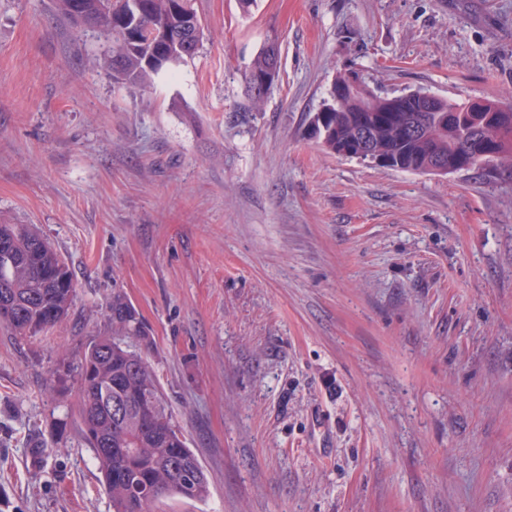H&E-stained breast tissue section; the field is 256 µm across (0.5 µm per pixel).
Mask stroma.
Returning <instances> with one entry per match:
<instances>
[{
  "instance_id": "stroma-1",
  "label": "stroma",
  "mask_w": 512,
  "mask_h": 512,
  "mask_svg": "<svg viewBox=\"0 0 512 512\" xmlns=\"http://www.w3.org/2000/svg\"><path fill=\"white\" fill-rule=\"evenodd\" d=\"M194 5L199 52L140 89L51 0H0V224L75 284L55 326H0V512H112L76 410L116 293L209 481L155 512H512V181L309 135L351 66L382 96L512 94V0ZM274 44L277 46V56H275L276 48L274 47ZM272 69H274V71H272ZM270 73H273L274 80L270 81L269 79H267L263 86L265 87L269 83V81L270 86L266 91H262V85L260 83V80L263 79L265 76L270 75ZM280 73V50L278 44L272 42L263 48L262 52L253 62L251 68L245 75L246 94L254 106L260 105V103L263 101V99L268 94L270 89L279 80ZM107 315L112 325L124 333L123 336L142 342L145 349H150L146 327L125 297L119 294L112 296V302L107 307Z\"/></svg>"
}]
</instances>
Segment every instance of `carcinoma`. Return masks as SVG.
<instances>
[{"label":"carcinoma","mask_w":512,"mask_h":512,"mask_svg":"<svg viewBox=\"0 0 512 512\" xmlns=\"http://www.w3.org/2000/svg\"><path fill=\"white\" fill-rule=\"evenodd\" d=\"M55 8L99 30L111 50L92 66L129 87H142L160 71L193 57L203 27L192 0H54ZM281 56L274 44L263 48L245 75L246 94L255 106L275 85ZM334 83L310 122L311 134L329 152L349 157L364 137L389 158L391 167L426 175L481 170L487 177L512 179V97L465 102L434 97L422 112V98L410 91L381 96L365 81L340 92ZM0 244L13 264L0 263V324L19 336L60 322L75 292L69 267L52 246L25 224H0ZM112 324L150 349L148 333L128 300L112 296ZM79 429L92 448L112 501L113 512H154L161 499L180 495L204 499L206 473L174 423L147 359L122 342L102 337L81 362L77 407Z\"/></svg>","instance_id":"cac0c4a2"}]
</instances>
